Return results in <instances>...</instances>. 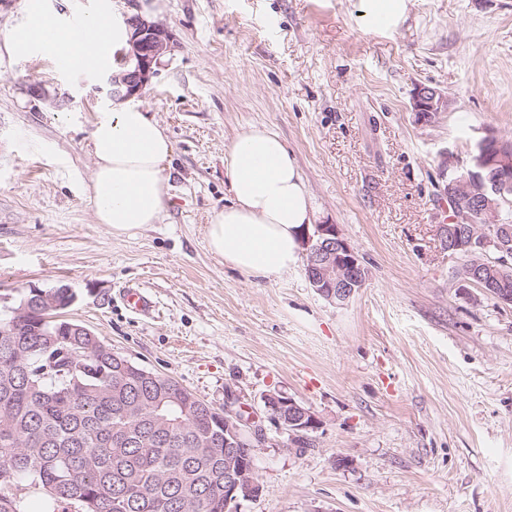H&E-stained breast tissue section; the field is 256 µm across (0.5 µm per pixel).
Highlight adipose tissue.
<instances>
[{
    "mask_svg": "<svg viewBox=\"0 0 512 512\" xmlns=\"http://www.w3.org/2000/svg\"><path fill=\"white\" fill-rule=\"evenodd\" d=\"M32 24L9 51L36 53L56 71L92 76L111 52L129 50L130 31L119 11L102 7L72 24L45 0H25ZM94 169L87 193L97 223L113 237L157 223L168 197L163 175L173 145L161 124L130 98L97 113L90 132ZM232 201L205 229L209 251L256 278L283 277L298 258L310 222V197L295 157L263 125L237 134L224 155Z\"/></svg>",
    "mask_w": 512,
    "mask_h": 512,
    "instance_id": "obj_1",
    "label": "adipose tissue"
}]
</instances>
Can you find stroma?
<instances>
[{
    "label": "stroma",
    "instance_id": "stroma-1",
    "mask_svg": "<svg viewBox=\"0 0 512 512\" xmlns=\"http://www.w3.org/2000/svg\"><path fill=\"white\" fill-rule=\"evenodd\" d=\"M171 34L139 100L174 151L158 223L123 238L85 192L106 75L8 52L28 23L0 0V295L69 283L66 318L214 407L261 413L281 392L316 416L297 436L263 421L260 496L240 512H512V304L454 279L437 205L448 153L512 141V0H411L368 29L363 0H116ZM449 112L411 110L417 86ZM277 132L311 220L338 225L366 270L344 304L305 259L259 280L210 254L231 200L224 154L246 126ZM147 288L153 317L123 287ZM411 107L415 116L420 117L419 123L430 124L441 112H448L451 102L438 89L423 85L418 86L413 94Z\"/></svg>",
    "mask_w": 512,
    "mask_h": 512
}]
</instances>
